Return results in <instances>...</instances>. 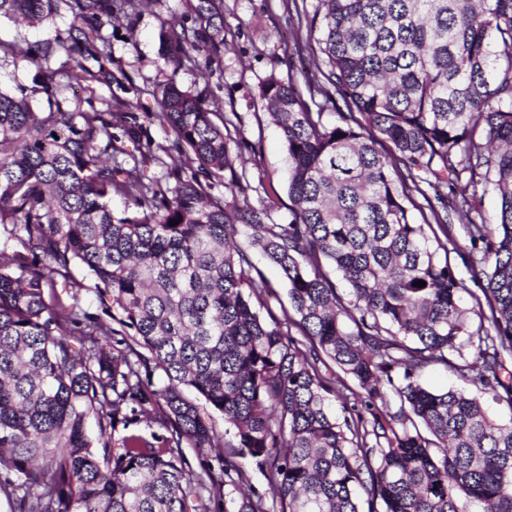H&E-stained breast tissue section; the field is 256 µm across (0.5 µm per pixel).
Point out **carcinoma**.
<instances>
[{
  "label": "carcinoma",
  "instance_id": "carcinoma-1",
  "mask_svg": "<svg viewBox=\"0 0 512 512\" xmlns=\"http://www.w3.org/2000/svg\"><path fill=\"white\" fill-rule=\"evenodd\" d=\"M139 2L0 0V17L47 23L64 5L79 20L65 41L8 45L15 58H80L63 84L47 67L30 87L0 88V228L23 247L0 252V492L17 512H194L204 492L224 512H459L461 500L512 512V418L482 404L512 409V0H318L307 29L346 111L329 121L273 73L259 86L288 150L280 219L274 187L260 208L233 192L230 120L215 121L203 93L161 84L152 112L61 96L116 80L102 30ZM222 9L196 0L166 19L165 65L220 60ZM155 123L196 169L145 176L140 163L163 162L143 141ZM221 185L230 194H214ZM453 212L466 216L464 247ZM242 226L256 229L247 241ZM254 250L282 271L280 319L254 304L268 291ZM452 252L480 287L470 309ZM72 262L111 321L63 303L59 290L78 287ZM112 335L126 350L100 344ZM331 363L354 386L323 373ZM436 364L477 392L423 386ZM390 394L393 414L377 406ZM149 404L170 436L112 447L107 428ZM207 408L231 436L218 474L172 452L219 446ZM244 458L275 505L234 497Z\"/></svg>",
  "mask_w": 512,
  "mask_h": 512
}]
</instances>
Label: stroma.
Returning <instances> with one entry per match:
<instances>
[{"label": "stroma", "instance_id": "obj_1", "mask_svg": "<svg viewBox=\"0 0 512 512\" xmlns=\"http://www.w3.org/2000/svg\"><path fill=\"white\" fill-rule=\"evenodd\" d=\"M318 0H223L224 52L208 73L192 68L172 69L160 57L159 32L165 18L184 12L187 0H145L127 18L105 25V52L112 55L113 71L123 72L129 100L135 111L155 108L154 93L160 84L172 82L206 93L212 108L239 116L231 144L236 167L246 168L242 194L252 206L264 196L259 176L270 178L281 207H288V152L280 129L271 121L257 90L269 75L292 79L301 93H313L324 111L337 112L341 99L326 101L318 89L326 80L323 62L313 60L307 46V30L299 26L302 11H314ZM74 23L67 8H60L47 26H32L0 18V42L37 43L66 38Z\"/></svg>", "mask_w": 512, "mask_h": 512}]
</instances>
